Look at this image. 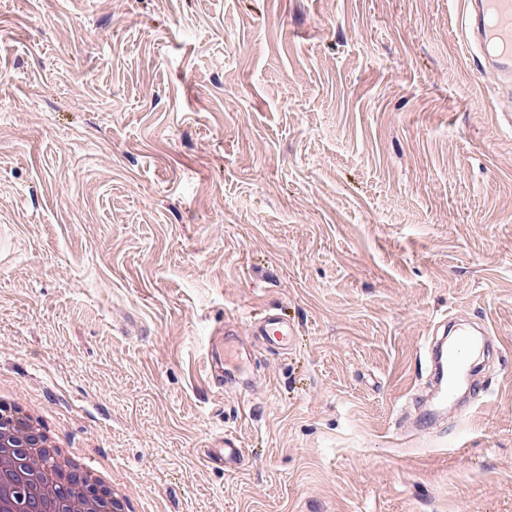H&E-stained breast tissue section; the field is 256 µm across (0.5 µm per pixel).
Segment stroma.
<instances>
[{"instance_id": "stroma-1", "label": "stroma", "mask_w": 512, "mask_h": 512, "mask_svg": "<svg viewBox=\"0 0 512 512\" xmlns=\"http://www.w3.org/2000/svg\"><path fill=\"white\" fill-rule=\"evenodd\" d=\"M460 0H0V385L137 512H512V90ZM276 309L247 389L224 320ZM502 351L436 424L435 322ZM233 439L242 465L205 452ZM252 336H260L266 342L287 349L293 343L297 330L277 312H265L247 321ZM240 350L234 345H229L228 341L220 349L208 351V368L211 377L215 375L220 377H240L242 369L239 364Z\"/></svg>"}]
</instances>
